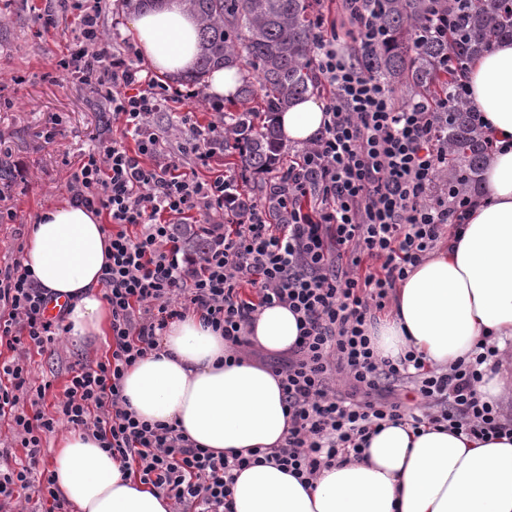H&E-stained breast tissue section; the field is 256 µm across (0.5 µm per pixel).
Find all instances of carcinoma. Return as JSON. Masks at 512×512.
<instances>
[{
	"instance_id": "carcinoma-1",
	"label": "carcinoma",
	"mask_w": 512,
	"mask_h": 512,
	"mask_svg": "<svg viewBox=\"0 0 512 512\" xmlns=\"http://www.w3.org/2000/svg\"><path fill=\"white\" fill-rule=\"evenodd\" d=\"M469 10L456 17L462 39L425 35L433 25L429 0H365L360 11L375 16L383 41L379 45L358 42L355 55L360 68L385 86L402 88L410 97L437 101L449 98L448 166L441 170L448 181L463 191L475 189L488 159L486 136L471 119L472 105L454 95L461 69L495 42L512 39V13L506 0H463ZM199 30L195 76L201 78L219 68L240 63L249 67L240 88L239 101L224 103V156L241 176L270 171L279 162L283 142L275 116L288 105L317 94L322 82L314 56L319 0H182ZM448 62L444 70L442 62ZM261 95V111L238 109ZM236 199L231 217L244 216L252 204L263 200L272 224L288 223L272 198L248 197L227 182Z\"/></svg>"
}]
</instances>
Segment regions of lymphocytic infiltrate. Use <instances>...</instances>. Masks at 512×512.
Returning <instances> with one entry per match:
<instances>
[{
  "mask_svg": "<svg viewBox=\"0 0 512 512\" xmlns=\"http://www.w3.org/2000/svg\"><path fill=\"white\" fill-rule=\"evenodd\" d=\"M81 15L77 47L59 70L79 75L112 108L136 143L96 136L71 174L75 203L107 214L111 262L104 299L112 316L109 353L73 370L56 400L57 415H28L19 403L29 372L23 360L0 363V416H11L26 461L0 470V512H28L20 492L37 484L50 512H69L55 476L41 469L42 442L60 427L92 432L102 448L134 468L140 481L197 512H232L234 470L273 464L307 483L323 469L360 452L385 423L410 421L475 439L512 434V419L479 391L495 371L496 345L449 368H425L414 352L379 357L369 328L410 266L420 263L448 229H461L473 206L457 186L440 183L448 147L439 123L447 102L400 101L360 72L339 37L320 39L315 63L333 89L323 131L288 173L266 178L288 214L271 224L261 204L232 231L224 211L234 205L223 175L199 178L224 141L223 122L207 126L182 115L176 159L164 158L151 119L170 103L195 102L159 84L130 53L100 40L101 0H71ZM188 159L190 171L179 162ZM200 216L207 246H181L176 225ZM135 226L128 235L126 226ZM254 296H246L244 285ZM51 297L22 261L0 270V343L45 350L63 343L64 316L50 317ZM288 307L300 334L271 359L288 409V437L277 448L227 457L199 447L178 424L137 418L122 379L158 347L168 321L187 313L222 332L227 362L252 356L250 329L261 309ZM409 386L404 402L398 387Z\"/></svg>",
  "mask_w": 512,
  "mask_h": 512,
  "instance_id": "obj_1",
  "label": "lymphocytic infiltrate"
}]
</instances>
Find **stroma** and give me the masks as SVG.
Instances as JSON below:
<instances>
[{"label":"stroma","instance_id":"obj_1","mask_svg":"<svg viewBox=\"0 0 512 512\" xmlns=\"http://www.w3.org/2000/svg\"><path fill=\"white\" fill-rule=\"evenodd\" d=\"M43 6V0H0V165L11 172L8 183L0 182V210L15 214L13 222L0 223V267L19 259L42 206L70 198L73 165L93 136L120 132L111 109L89 86L56 69L75 47L79 14H57L54 26L46 28L36 19ZM58 120L61 133L47 139ZM111 342L108 335L92 336L30 352L25 362L31 387L51 383L40 411L53 413L72 370L96 364Z\"/></svg>","mask_w":512,"mask_h":512}]
</instances>
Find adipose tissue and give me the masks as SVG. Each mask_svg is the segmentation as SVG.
<instances>
[{"instance_id": "adipose-tissue-1", "label": "adipose tissue", "mask_w": 512, "mask_h": 512, "mask_svg": "<svg viewBox=\"0 0 512 512\" xmlns=\"http://www.w3.org/2000/svg\"><path fill=\"white\" fill-rule=\"evenodd\" d=\"M140 52L162 73L189 70L198 30L178 0H156L130 22ZM471 100L496 152L482 195L461 235L440 244L398 282L392 311L375 330L382 356L406 351L449 367L478 343L512 338V42L494 44L469 68ZM281 136L306 143L320 135L321 105L311 99L279 113ZM110 238L102 216L70 201L43 207L23 256L39 284L68 301L69 334L105 335L102 281ZM298 336L288 308H264L249 340L269 353ZM221 333L199 316L171 320L157 350L128 369L122 389L140 420L175 422L214 451L275 448L288 435L286 404L270 369L246 360L226 365ZM51 469L55 492L74 512H172L170 499L142 483L93 436L62 434ZM234 512H512V438L481 441L431 426L385 425L359 456L301 484L272 464L242 470Z\"/></svg>"}]
</instances>
